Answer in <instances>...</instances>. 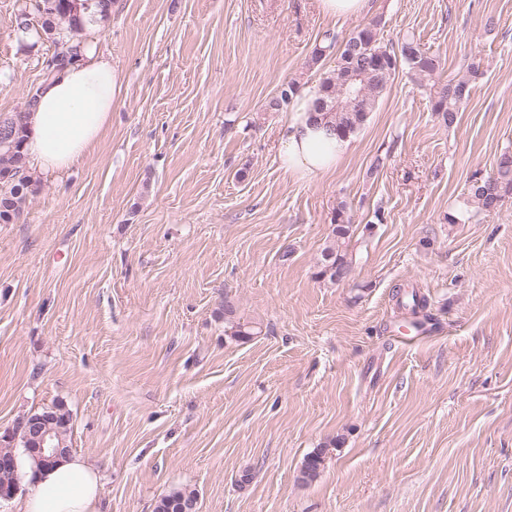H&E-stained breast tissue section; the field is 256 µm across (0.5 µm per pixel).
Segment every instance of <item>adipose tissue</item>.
Wrapping results in <instances>:
<instances>
[{"label":"adipose tissue","instance_id":"obj_1","mask_svg":"<svg viewBox=\"0 0 512 512\" xmlns=\"http://www.w3.org/2000/svg\"><path fill=\"white\" fill-rule=\"evenodd\" d=\"M117 84L111 59L90 44L78 62L45 81L27 117L30 168L61 173L76 165L104 131ZM310 108L309 96L296 98L278 155L285 173L308 181L333 171L352 148L350 139L311 123ZM35 479L34 493L18 512H97L102 477L88 459L67 456L53 468L37 471Z\"/></svg>","mask_w":512,"mask_h":512}]
</instances>
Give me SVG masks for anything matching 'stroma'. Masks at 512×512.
I'll list each match as a JSON object with an SVG mask.
<instances>
[{
  "label": "stroma",
  "instance_id": "stroma-1",
  "mask_svg": "<svg viewBox=\"0 0 512 512\" xmlns=\"http://www.w3.org/2000/svg\"><path fill=\"white\" fill-rule=\"evenodd\" d=\"M23 2L0 0L2 115L53 52L18 30ZM374 20L439 56L441 82L479 64L455 123L402 69L332 175L285 173L289 113L267 102L332 74L335 51L309 64L326 34ZM84 37L119 89L83 160L0 222V436L64 403L99 512L180 489L198 512H512V198L467 201L512 151V0H371L346 21L317 0H114ZM341 207L335 283L315 273ZM413 288L431 332L402 342Z\"/></svg>",
  "mask_w": 512,
  "mask_h": 512
}]
</instances>
